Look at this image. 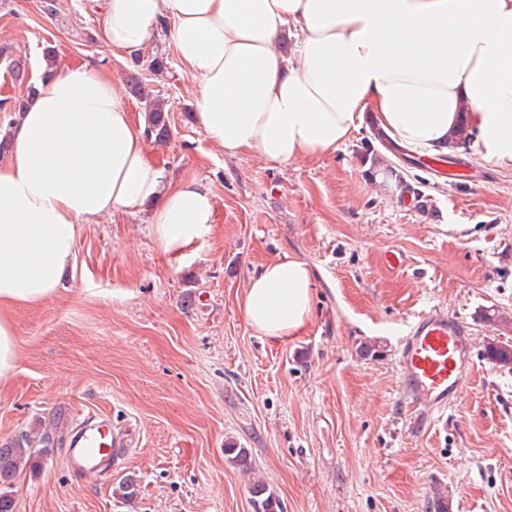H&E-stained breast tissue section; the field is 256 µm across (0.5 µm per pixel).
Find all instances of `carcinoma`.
Masks as SVG:
<instances>
[{
    "mask_svg": "<svg viewBox=\"0 0 512 512\" xmlns=\"http://www.w3.org/2000/svg\"><path fill=\"white\" fill-rule=\"evenodd\" d=\"M148 70L159 73L167 69V60L163 55L155 54L148 58V63L136 58L134 69L125 76L126 83L133 97L144 102L146 119V136L158 141L170 137L171 126L168 110L164 101L149 97L140 71ZM486 357L495 364L512 363V350L502 344L486 347ZM54 438L48 433H23L17 438L0 445V512H18L15 481L26 468H34L39 460L52 454ZM224 453L230 462L242 470L252 468L251 454L248 449L234 443L226 444ZM113 493L126 503H132L139 495V484L131 475L120 477ZM251 507L253 512H284V502L263 482L256 481L251 487Z\"/></svg>",
    "mask_w": 512,
    "mask_h": 512,
    "instance_id": "1",
    "label": "carcinoma"
}]
</instances>
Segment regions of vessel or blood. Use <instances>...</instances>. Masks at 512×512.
<instances>
[{"instance_id":"1","label":"vessel or blood","mask_w":512,"mask_h":512,"mask_svg":"<svg viewBox=\"0 0 512 512\" xmlns=\"http://www.w3.org/2000/svg\"><path fill=\"white\" fill-rule=\"evenodd\" d=\"M473 340L470 324L443 307L415 317L399 339L396 362L399 389L414 407L432 416L456 402L472 373ZM105 445L99 428L86 430L69 449L75 469L108 476L112 466L103 458Z\"/></svg>"}]
</instances>
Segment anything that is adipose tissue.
<instances>
[{
    "label": "adipose tissue",
    "mask_w": 512,
    "mask_h": 512,
    "mask_svg": "<svg viewBox=\"0 0 512 512\" xmlns=\"http://www.w3.org/2000/svg\"><path fill=\"white\" fill-rule=\"evenodd\" d=\"M102 12L113 50L166 31L196 85L193 121L226 155H326L369 114L422 157L466 129L484 161L512 170V0H102ZM33 81L0 162V387L18 361L14 311L56 291L82 225L142 212L178 253L214 224L209 187L148 160L143 118L100 65L41 58ZM312 280L294 258L261 266L242 300L249 326L301 335Z\"/></svg>",
    "instance_id": "adipose-tissue-1"
}]
</instances>
